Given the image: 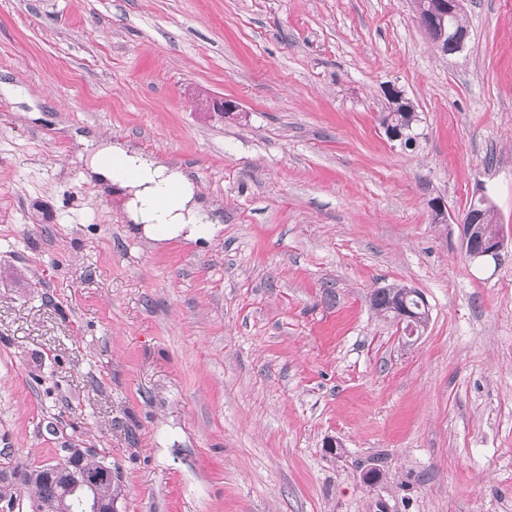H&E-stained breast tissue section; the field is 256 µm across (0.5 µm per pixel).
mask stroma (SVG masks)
<instances>
[{
	"instance_id": "1",
	"label": "stroma",
	"mask_w": 512,
	"mask_h": 512,
	"mask_svg": "<svg viewBox=\"0 0 512 512\" xmlns=\"http://www.w3.org/2000/svg\"><path fill=\"white\" fill-rule=\"evenodd\" d=\"M463 8L445 56L412 0H0V471L92 449L120 512H512V0ZM96 138L210 223L145 237ZM480 188L494 260L460 248ZM387 92L391 99V110L395 112H387L383 117V123L388 120L391 122L401 120L405 124V115L402 112H405L409 118L414 115L411 102L406 98L404 92L394 85L389 86ZM412 288H406L405 286H384L376 288L370 297V303L373 309L382 314H387L396 324L398 325L401 320L402 328L405 335L413 337V333L419 332L421 328L427 325L429 320L428 309L426 310L425 305L421 302L419 297L415 294ZM413 293V294H408ZM399 296H402L401 300H406V303L410 309L411 318L407 320L406 323H403L407 317V312L409 311L408 307L402 305L401 302H397ZM397 304V308H394V305ZM421 304V308L419 307ZM394 310V311H393ZM396 314H395V313ZM422 323H425L423 326ZM410 324L412 327L410 328Z\"/></svg>"
}]
</instances>
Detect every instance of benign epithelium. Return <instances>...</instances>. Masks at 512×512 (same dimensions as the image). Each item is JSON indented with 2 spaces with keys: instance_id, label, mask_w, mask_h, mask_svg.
Wrapping results in <instances>:
<instances>
[{
  "instance_id": "obj_1",
  "label": "benign epithelium",
  "mask_w": 512,
  "mask_h": 512,
  "mask_svg": "<svg viewBox=\"0 0 512 512\" xmlns=\"http://www.w3.org/2000/svg\"><path fill=\"white\" fill-rule=\"evenodd\" d=\"M462 9V0H436L431 14L418 17L421 25L432 31L435 44L442 53H447L446 46L453 47V53L462 52L467 44L468 31L455 24V18ZM391 99V110L412 113V104L404 92L391 85L387 88ZM484 220L483 212L467 211L457 224L460 226L461 246L471 259L495 257L504 246V238L497 233L487 240H482L480 248H475L476 228ZM91 450H76L55 463L45 467L44 475L49 482L65 490L57 512H73V502L82 506L83 512H119L117 500L102 496L97 490L101 481L112 477V468L99 462L91 469L87 465Z\"/></svg>"
}]
</instances>
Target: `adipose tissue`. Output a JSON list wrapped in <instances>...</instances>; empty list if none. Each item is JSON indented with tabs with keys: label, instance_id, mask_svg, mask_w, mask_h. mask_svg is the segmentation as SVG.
<instances>
[{
	"label": "adipose tissue",
	"instance_id": "adipose-tissue-1",
	"mask_svg": "<svg viewBox=\"0 0 512 512\" xmlns=\"http://www.w3.org/2000/svg\"><path fill=\"white\" fill-rule=\"evenodd\" d=\"M110 157L115 165H107ZM86 167L91 176L119 190L128 220L141 225L146 236L162 227L173 238L207 221L193 181L161 159L103 141L91 151Z\"/></svg>",
	"mask_w": 512,
	"mask_h": 512
}]
</instances>
